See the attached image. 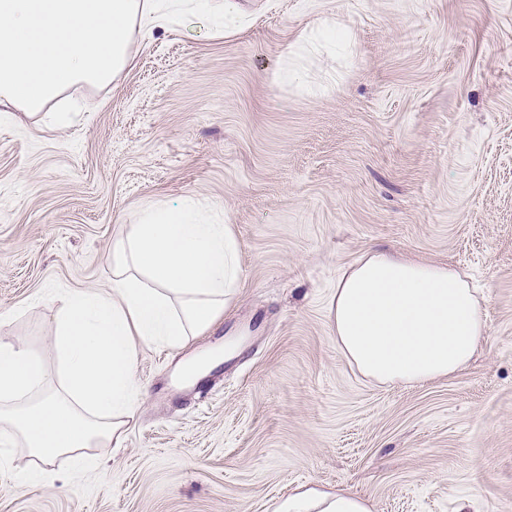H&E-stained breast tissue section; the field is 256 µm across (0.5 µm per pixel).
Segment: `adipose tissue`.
<instances>
[{"label": "adipose tissue", "instance_id": "obj_1", "mask_svg": "<svg viewBox=\"0 0 512 512\" xmlns=\"http://www.w3.org/2000/svg\"><path fill=\"white\" fill-rule=\"evenodd\" d=\"M178 18L235 28L233 9L206 0H0V108L30 116L67 88L110 84L131 61L135 32ZM240 243L189 200L145 207L112 242V287L76 290L54 317L58 365L0 343V467L14 447L31 460L12 486L42 483L65 456L119 439L141 396L136 343L182 345L234 299ZM479 290L445 265L369 250L342 271L329 307L336 343L367 379L417 385L467 367L486 337ZM275 512H371L365 498L311 487Z\"/></svg>", "mask_w": 512, "mask_h": 512}]
</instances>
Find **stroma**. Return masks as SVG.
I'll list each match as a JSON object with an SVG mask.
<instances>
[{
	"mask_svg": "<svg viewBox=\"0 0 512 512\" xmlns=\"http://www.w3.org/2000/svg\"><path fill=\"white\" fill-rule=\"evenodd\" d=\"M237 3L236 31L137 35L110 85L0 121V341L55 363L57 293L110 288L112 241L149 204L213 208L241 266L209 330L139 346L140 404L98 467L61 460L16 494L14 449L0 512H273L305 484L373 512H512V0ZM325 21L351 47L294 57ZM370 249L482 287L466 369L380 386L347 362L330 298ZM213 353L201 389L178 382Z\"/></svg>",
	"mask_w": 512,
	"mask_h": 512,
	"instance_id": "obj_1",
	"label": "stroma"
}]
</instances>
